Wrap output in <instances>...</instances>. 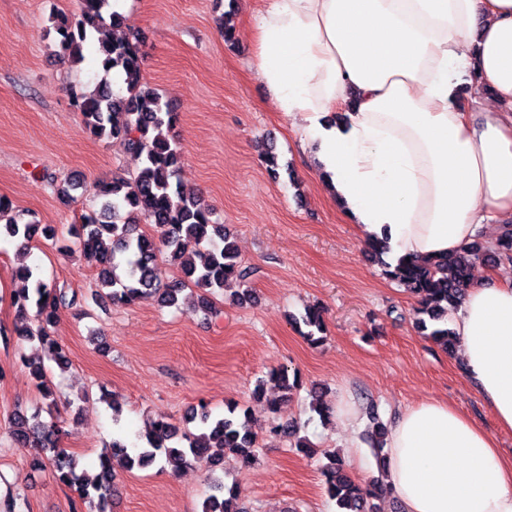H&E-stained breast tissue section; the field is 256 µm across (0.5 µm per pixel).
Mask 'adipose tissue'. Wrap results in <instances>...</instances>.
I'll use <instances>...</instances> for the list:
<instances>
[{
	"label": "adipose tissue",
	"instance_id": "ef3b65f1",
	"mask_svg": "<svg viewBox=\"0 0 512 512\" xmlns=\"http://www.w3.org/2000/svg\"><path fill=\"white\" fill-rule=\"evenodd\" d=\"M253 34L255 73L365 240L422 258L512 217V0H266ZM450 327L512 431V278L472 281ZM385 450L402 512H512V456L445 401L403 411Z\"/></svg>",
	"mask_w": 512,
	"mask_h": 512
}]
</instances>
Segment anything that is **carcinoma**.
<instances>
[{"label":"carcinoma","instance_id":"obj_1","mask_svg":"<svg viewBox=\"0 0 512 512\" xmlns=\"http://www.w3.org/2000/svg\"><path fill=\"white\" fill-rule=\"evenodd\" d=\"M122 22L111 10L110 0H80L79 13L72 16L56 12L52 28L59 36L58 54L74 64L83 61L84 45L96 44L103 72L102 80L89 92L80 85L70 89L76 111L80 112L90 133L98 140L114 139L124 143L141 158L136 175H115L94 188L98 209L83 216L82 223L71 226L70 234L82 253L96 261L98 287L108 292L95 294L98 303L131 306L145 294H154L163 307L176 306L183 291L192 287L196 302L188 305L192 313H215L214 297L236 286L231 300L243 303L248 290L243 288L250 269L239 260L235 245L224 225L212 221V212L202 199L187 196L177 182L182 151L170 137L177 113L143 77L144 56L139 38L130 35L115 41L107 31ZM114 73L124 76V90L115 93L110 87ZM152 224L153 236L140 230V223ZM47 239L57 235L55 228L25 221L11 214L9 203L0 198V235L32 241L38 234ZM195 242L189 254L184 242ZM387 246L383 241L366 243L369 261L382 267L389 279L418 298L414 309L416 326L422 336L446 351L456 345L454 332L448 328V316L455 309L469 283V270L477 262L495 265L512 263V224L500 227L492 240L474 239L465 249L436 256L425 261L400 258L392 266L384 259ZM165 259L179 272L170 281L163 280L160 259ZM13 279L21 287L13 294L12 303L28 321L15 326L19 340L38 341L59 369L69 365L64 345L54 336L60 310L74 305L64 291L36 278L28 265L17 267ZM295 323L308 328L304 336L313 344L322 337L321 310L308 307ZM38 379V388L46 409L56 403L55 390L46 379L45 366L28 364ZM283 400L269 403L271 419L268 431L291 436L295 425L282 416ZM39 407L33 412L18 411L10 420L13 443L20 448H35L38 454L32 466L49 465L55 478L75 489L72 512H112L116 495L115 465L128 471L144 468L157 460L162 468L176 475L195 459L205 457L217 469H223L224 455L231 452L249 464L255 459L257 433L248 413L240 412L236 402L227 403L222 416H214L207 406L193 409L179 426L164 415L151 420L145 442L130 448L120 438L112 439V448L99 457V472L92 479L77 472L76 457L59 446L62 428L53 420L42 419ZM321 466L326 492L335 501L336 512H375L373 499L391 494L389 484L376 480L368 485L355 482L344 468L339 453L325 455ZM202 512H248L239 503L235 486H228L217 476L209 483V493Z\"/></svg>","mask_w":512,"mask_h":512}]
</instances>
